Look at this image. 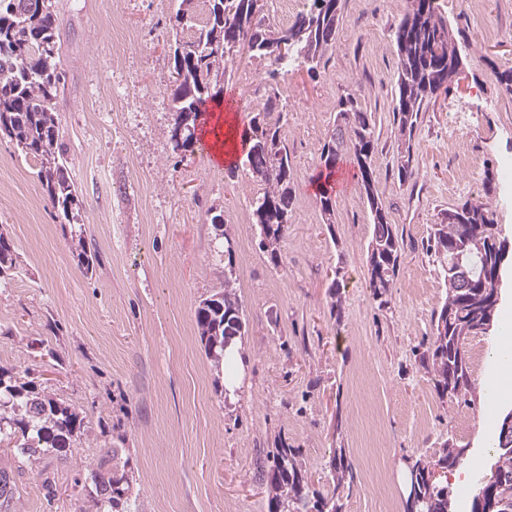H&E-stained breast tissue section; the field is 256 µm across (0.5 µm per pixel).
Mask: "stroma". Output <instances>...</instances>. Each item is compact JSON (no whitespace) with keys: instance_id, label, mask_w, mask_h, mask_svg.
I'll use <instances>...</instances> for the list:
<instances>
[{"instance_id":"obj_1","label":"stroma","mask_w":512,"mask_h":512,"mask_svg":"<svg viewBox=\"0 0 512 512\" xmlns=\"http://www.w3.org/2000/svg\"><path fill=\"white\" fill-rule=\"evenodd\" d=\"M438 4L464 70L421 114L408 181L397 177L391 136L394 30L408 0H340L325 70L313 78L298 67L279 78L295 209L274 257L251 221L258 186L242 159L216 164L205 142L185 151L170 138V44L174 34L194 35L176 28L177 0H56L66 83L54 107L94 269L74 260L71 228L42 189L39 162L1 139L0 233L15 247L16 267L0 287V365L70 404L87 431L66 458L35 462L0 450V468L18 484V512H85L95 488L75 478L117 460L140 512H269L256 460L284 444L298 450L319 490L334 449H345L354 480L342 512H404L408 458L433 455L446 440L479 458L471 486L490 480L496 420L485 415L487 392L499 381L495 410L512 409V371L496 357L499 330L470 337L473 389L439 399L421 357L445 283L426 247L432 225L467 199L488 203L512 236V189L498 167L512 156V95L499 82L512 69V0ZM116 19L135 42L116 44ZM347 93L375 114L379 195L402 239L385 309L368 284L371 218L353 165L338 164L334 224H323L315 188ZM457 115L467 134L452 144ZM462 156L477 158L478 171L461 168ZM229 262L246 317L247 370L234 402L194 318L223 287Z\"/></svg>"}]
</instances>
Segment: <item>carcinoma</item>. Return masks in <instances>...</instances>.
Wrapping results in <instances>:
<instances>
[{
    "instance_id": "carcinoma-1",
    "label": "carcinoma",
    "mask_w": 512,
    "mask_h": 512,
    "mask_svg": "<svg viewBox=\"0 0 512 512\" xmlns=\"http://www.w3.org/2000/svg\"><path fill=\"white\" fill-rule=\"evenodd\" d=\"M40 16L33 29L16 11L21 2ZM176 22L184 26L195 13V0H178ZM208 13L189 41L175 39L174 71L177 87L171 101L173 124L184 115L204 112L210 101L224 94L231 79V65L240 51L230 54V44L241 34L250 35L248 58L268 67L276 78L294 66H306L315 77L324 57L334 47L339 0H311L310 7L280 26L270 15H256L253 0H207ZM300 38L283 55L280 43ZM398 53L397 96L394 114V146L399 180L413 176V138L421 112L449 82L448 22L436 0H409L407 12L394 33ZM53 0H0V137L16 143L21 152L40 162L37 172L43 191L63 224H75L80 193L69 172L60 122L54 111L64 76L59 68ZM263 109L252 113L243 137L246 161L260 192L253 201L252 221L260 226L264 248L277 257L288 232L295 205L293 167L282 128L288 113L280 108L277 90H265ZM333 129L321 152V160L339 161L349 156L358 169V184L372 218L368 244L369 288L378 306L390 303L398 274L401 246L395 225L388 221L379 197L375 175L378 153L373 113L365 110L353 93L338 103ZM321 216L334 223L335 200L327 192L319 198ZM495 211L481 201L466 200L445 213L433 225L430 247L442 268L446 285L441 305L432 313L429 355L423 365L433 376L439 398L458 397L472 388L466 341L493 327L498 303L493 300V281L503 254L501 225ZM15 266L14 248L0 233V279ZM232 263L224 271V288L204 299L195 310L201 344L207 355L224 358V337L245 335L246 319L235 289ZM504 416L497 421L491 444L494 457L492 480L478 487L471 512H512V453L503 450ZM85 430L75 409L42 394L34 385L17 382L13 370L0 366V445L37 461L47 453L67 456ZM418 473L420 502L417 512H449L448 487L443 474L469 463L468 454L444 442L437 458L425 454L408 459ZM272 490L270 512H342L341 500L351 487L353 470L345 449L334 450L331 484L325 492L313 487L295 449H275L267 471ZM95 485L93 512H138L129 494L128 474L118 468L91 472ZM16 488L5 468H0V512H16Z\"/></svg>"
}]
</instances>
